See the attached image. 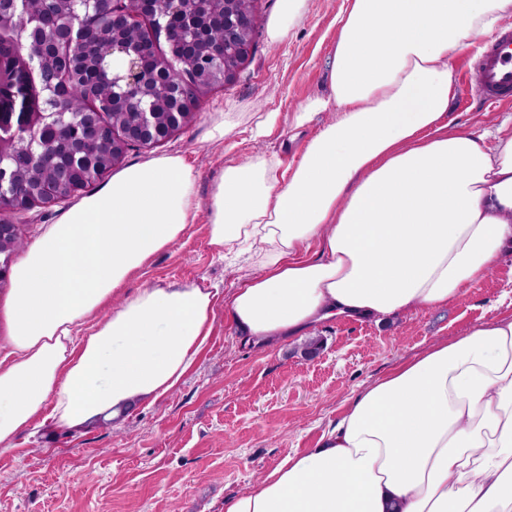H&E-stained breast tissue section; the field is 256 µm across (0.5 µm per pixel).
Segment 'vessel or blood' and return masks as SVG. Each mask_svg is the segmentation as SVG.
I'll return each instance as SVG.
<instances>
[{"label": "vessel or blood", "mask_w": 512, "mask_h": 512, "mask_svg": "<svg viewBox=\"0 0 512 512\" xmlns=\"http://www.w3.org/2000/svg\"><path fill=\"white\" fill-rule=\"evenodd\" d=\"M475 91L491 107L512 101V27L495 34L477 63Z\"/></svg>", "instance_id": "b4317fda"}]
</instances>
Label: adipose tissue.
Listing matches in <instances>:
<instances>
[{
	"label": "adipose tissue",
	"mask_w": 512,
	"mask_h": 512,
	"mask_svg": "<svg viewBox=\"0 0 512 512\" xmlns=\"http://www.w3.org/2000/svg\"><path fill=\"white\" fill-rule=\"evenodd\" d=\"M507 16L512 0H348L329 93L290 121L333 118L294 167L229 160L204 202L199 171L162 155L75 201L0 289V448L38 419L78 431L170 392L216 304L262 350L331 318L444 305L483 280L512 250V125L488 139L452 124L451 61ZM202 210L215 251L251 252L258 273L226 295L127 291ZM224 512H512V315L395 364Z\"/></svg>",
	"instance_id": "ef3b65f1"
}]
</instances>
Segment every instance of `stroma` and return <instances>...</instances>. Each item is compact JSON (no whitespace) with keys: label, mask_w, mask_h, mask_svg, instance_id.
Masks as SVG:
<instances>
[{"label":"stroma","mask_w":512,"mask_h":512,"mask_svg":"<svg viewBox=\"0 0 512 512\" xmlns=\"http://www.w3.org/2000/svg\"><path fill=\"white\" fill-rule=\"evenodd\" d=\"M347 0H306L302 20L285 41L269 42L267 24L279 0H256L255 46L232 84L205 96L193 121L155 147L127 151L130 166L161 154H179L200 172L198 192L231 157L277 154L295 165L322 118L292 129L290 112L325 93L327 72ZM476 50L452 66L457 96L453 124L480 132L512 119V105L491 108L475 93ZM275 112L276 125L255 136L252 122L221 142L209 139L220 112ZM252 261L229 262L208 243L205 217L156 255L130 288L195 284L227 292L254 272ZM512 314V254L448 306L419 307L376 323L328 319L309 331L319 352L305 356L303 340L267 349L244 347L224 317L180 385L118 426L96 425L75 434L50 428L21 435L0 454V512H224L226 498L248 489L289 453L315 447L353 398L396 363L438 341H450L485 321Z\"/></svg>","instance_id":"1"}]
</instances>
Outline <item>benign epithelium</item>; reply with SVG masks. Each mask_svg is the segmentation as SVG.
<instances>
[{
	"instance_id": "obj_1",
	"label": "benign epithelium",
	"mask_w": 512,
	"mask_h": 512,
	"mask_svg": "<svg viewBox=\"0 0 512 512\" xmlns=\"http://www.w3.org/2000/svg\"><path fill=\"white\" fill-rule=\"evenodd\" d=\"M83 2L116 36L144 21L155 20L169 9L189 25L202 13L206 0H133V7L127 9L118 6V0ZM244 2L246 0H224V39L221 41L189 38L179 31L172 32L166 25L156 26L141 46V55L153 56L158 64L150 77L121 54L118 47L102 46L101 51L107 54L104 60L107 81L124 94L149 98L152 97L153 83L163 82L171 115L167 136H172L193 116L197 104L213 87L214 76H219L226 83L234 81L248 58L256 16L243 8ZM82 18L83 13L75 9L64 14L47 11L25 28V32L34 37L42 32L53 37L52 48L43 50V60L48 63L45 68L37 65L17 41H0V123L35 139L49 114L69 111V95L58 92L60 74L54 47L64 46L69 61L88 53L91 41ZM31 78L36 79L43 89L40 118L37 120L28 119V109L18 102L17 89ZM88 98L93 100V104L84 113V123L95 131L96 144L109 147L112 155L120 154L128 144L151 148L164 141L150 105L139 110L137 117L119 131L104 137L107 126L101 121V116L108 103L91 93ZM19 209L21 204L15 199L0 194V246L15 228L8 214Z\"/></svg>"
}]
</instances>
